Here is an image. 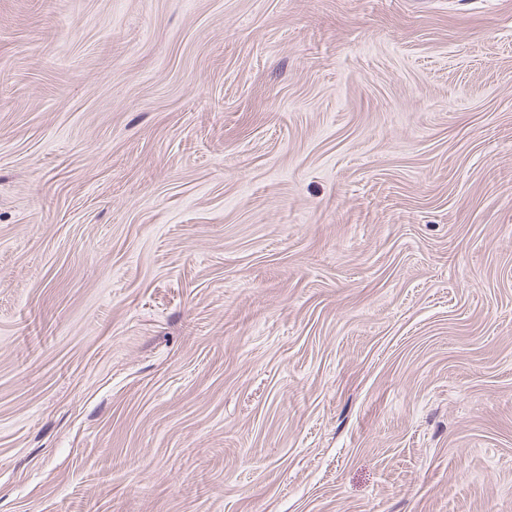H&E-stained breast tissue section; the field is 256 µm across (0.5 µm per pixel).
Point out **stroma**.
<instances>
[{
    "mask_svg": "<svg viewBox=\"0 0 512 512\" xmlns=\"http://www.w3.org/2000/svg\"><path fill=\"white\" fill-rule=\"evenodd\" d=\"M0 512H512V0H0Z\"/></svg>",
    "mask_w": 512,
    "mask_h": 512,
    "instance_id": "stroma-1",
    "label": "stroma"
}]
</instances>
